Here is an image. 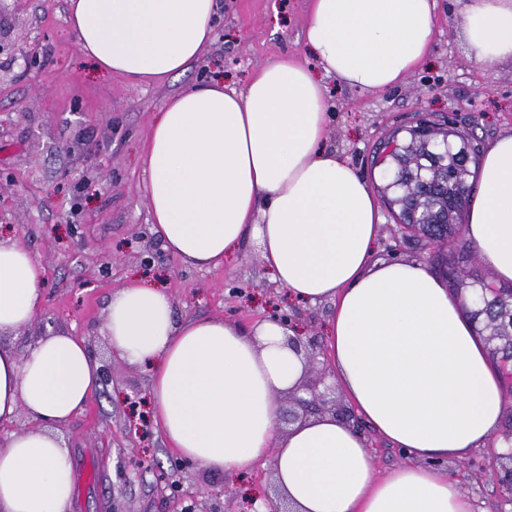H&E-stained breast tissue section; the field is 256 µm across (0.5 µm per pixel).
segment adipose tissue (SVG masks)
<instances>
[{
    "instance_id": "ef3b65f1",
    "label": "adipose tissue",
    "mask_w": 512,
    "mask_h": 512,
    "mask_svg": "<svg viewBox=\"0 0 512 512\" xmlns=\"http://www.w3.org/2000/svg\"><path fill=\"white\" fill-rule=\"evenodd\" d=\"M79 45L131 85L162 83L203 57L215 0H69ZM435 0H309L305 41L326 75L363 93L401 83L432 50ZM457 27L478 60H512V0H466ZM320 77L272 59L243 90L197 84L155 113L141 163L152 231L183 262L223 265L255 241L274 281L298 301L331 302L323 359L347 404L407 460L377 477L365 439L326 413L282 429L279 395L304 358L276 320L253 326L178 320L163 287L131 280L103 332L127 364L147 368V407L170 447L196 466L251 473L274 457L290 512H476L443 468L496 441L502 375L468 313L470 294L419 259L374 257L376 197L324 141ZM463 231L497 281L512 282V131L486 149ZM42 271L0 239V335L42 305ZM84 338L42 337L25 358L0 346V423L26 412L41 429L0 445V512H71V455L52 428L100 389Z\"/></svg>"
}]
</instances>
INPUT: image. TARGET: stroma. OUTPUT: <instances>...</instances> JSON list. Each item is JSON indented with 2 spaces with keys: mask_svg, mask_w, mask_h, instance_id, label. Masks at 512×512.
<instances>
[{
  "mask_svg": "<svg viewBox=\"0 0 512 512\" xmlns=\"http://www.w3.org/2000/svg\"><path fill=\"white\" fill-rule=\"evenodd\" d=\"M457 0H436L433 49L398 86L361 94L326 79L333 117L327 144L349 158L372 189L383 184L373 158L392 131L428 119L451 121L480 147L512 128V61H477L455 28ZM307 0H219L206 57L169 81L141 87L99 71L68 23V0H0V238L25 248L43 269V304L0 345L25 355L53 332L84 337L95 361L112 363L83 411L59 425L74 466L93 453L98 482L73 512H245L270 495L272 458L238 480L185 461L168 448L146 406V368L114 358L102 334L114 292L137 276L167 288L178 319L219 317L248 327L297 312L306 335L322 336L330 306L296 305L270 282L255 242L223 267L201 270L165 250L149 223L140 160L154 112L194 84L243 87L271 59L319 64L303 41ZM376 256L419 257L396 231L388 207ZM494 445L454 461L452 474L482 512H512L493 476Z\"/></svg>",
  "mask_w": 512,
  "mask_h": 512,
  "instance_id": "obj_1",
  "label": "stroma"
}]
</instances>
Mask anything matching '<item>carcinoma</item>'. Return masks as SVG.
Returning <instances> with one entry per match:
<instances>
[{
  "instance_id": "carcinoma-1",
  "label": "carcinoma",
  "mask_w": 512,
  "mask_h": 512,
  "mask_svg": "<svg viewBox=\"0 0 512 512\" xmlns=\"http://www.w3.org/2000/svg\"><path fill=\"white\" fill-rule=\"evenodd\" d=\"M409 139L401 143L390 137L381 147L385 184L384 199L397 223L416 230L423 248L442 250L459 230L460 208L469 202L470 184L475 176L469 163L474 150L463 137L451 142L452 133L432 121H419L406 129ZM473 279L482 288L493 284L478 271H448L451 286L459 288Z\"/></svg>"
}]
</instances>
